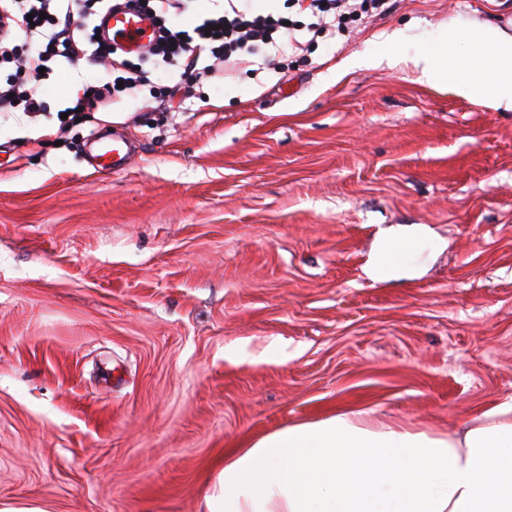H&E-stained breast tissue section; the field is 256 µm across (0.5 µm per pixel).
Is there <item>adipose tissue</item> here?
Wrapping results in <instances>:
<instances>
[{"label":"adipose tissue","mask_w":512,"mask_h":512,"mask_svg":"<svg viewBox=\"0 0 512 512\" xmlns=\"http://www.w3.org/2000/svg\"><path fill=\"white\" fill-rule=\"evenodd\" d=\"M457 93L512 109V39L490 28L417 44L409 60ZM205 512H512V403L450 434L377 424L365 413L302 422L252 443L216 475Z\"/></svg>","instance_id":"ef3b65f1"}]
</instances>
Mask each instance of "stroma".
Instances as JSON below:
<instances>
[{"label":"stroma","instance_id":"1","mask_svg":"<svg viewBox=\"0 0 512 512\" xmlns=\"http://www.w3.org/2000/svg\"><path fill=\"white\" fill-rule=\"evenodd\" d=\"M512 0L386 15L156 112L87 62L0 114V508L204 512L225 459L340 412L451 433L512 401V111L418 81L404 44ZM124 134L121 170L93 166ZM420 264L371 278L384 231Z\"/></svg>","mask_w":512,"mask_h":512}]
</instances>
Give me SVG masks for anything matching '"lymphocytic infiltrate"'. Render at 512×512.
<instances>
[{"instance_id":"lymphocytic-infiltrate-1","label":"lymphocytic infiltrate","mask_w":512,"mask_h":512,"mask_svg":"<svg viewBox=\"0 0 512 512\" xmlns=\"http://www.w3.org/2000/svg\"><path fill=\"white\" fill-rule=\"evenodd\" d=\"M192 0H0V64L39 77L40 67L56 57L70 65L93 62L106 72H121L120 82L86 84L72 105L68 121L107 106L115 93L138 96L151 85L150 72L139 69L125 52L99 39L95 19L109 5H127L149 13L158 22L156 44L146 50L162 68L183 75L223 76L232 73L245 53L258 46L282 54L301 50L343 32L351 18L383 14L388 0H306L309 23L285 22L278 9L252 13L248 0H224V9L190 28L170 26L172 16L188 10Z\"/></svg>"}]
</instances>
